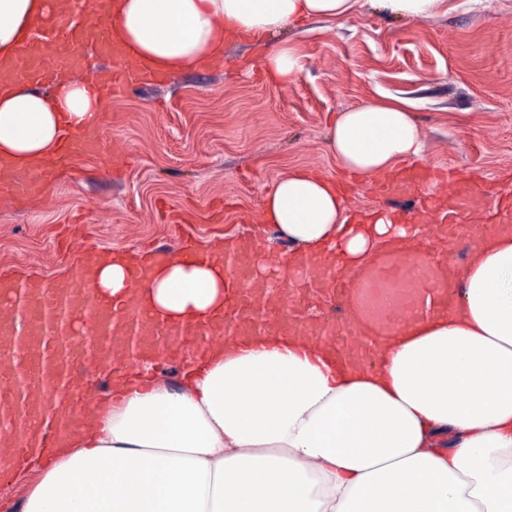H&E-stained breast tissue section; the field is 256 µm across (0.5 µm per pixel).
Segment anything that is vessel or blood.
I'll return each mask as SVG.
<instances>
[{"mask_svg":"<svg viewBox=\"0 0 512 512\" xmlns=\"http://www.w3.org/2000/svg\"><path fill=\"white\" fill-rule=\"evenodd\" d=\"M53 10L66 17L64 28L45 20L43 29L26 43L18 57L0 62V81L26 77L50 84L61 73L83 71L88 55L109 61L110 95L146 82L161 83L165 74L148 71L124 50L104 22L87 23L72 8V0H53ZM104 149L100 131L66 139L61 151L34 172L0 164V197L21 201L40 195L55 172L73 158L99 154ZM430 169L409 166L398 182L383 183L386 191L414 192L433 183ZM464 207L482 210L484 195L474 181L454 186ZM432 244L422 241L375 258L369 265L341 280L320 272L309 289L272 290L253 277L252 262L258 244L224 251L219 260L226 274L224 309L207 324L168 325L143 314L137 295L114 301L98 295L89 283L90 252H81L62 281H20L0 278V383L9 388L18 418L41 415L37 441L26 430L0 428V472L20 465L34 448H52L63 428L84 422L80 409L61 411L58 400L80 380L83 369L109 364L114 372H135L141 358L168 362L186 355H204L220 341L243 344L272 331L288 332L314 344L332 346L337 361H370L379 342L401 326L447 310L448 281L455 270L432 258ZM169 249L156 247L147 265L131 266L128 274L147 281L153 266L171 261ZM336 299L342 319L305 316L303 305L318 296Z\"/></svg>","mask_w":512,"mask_h":512,"instance_id":"obj_1","label":"vessel or blood"}]
</instances>
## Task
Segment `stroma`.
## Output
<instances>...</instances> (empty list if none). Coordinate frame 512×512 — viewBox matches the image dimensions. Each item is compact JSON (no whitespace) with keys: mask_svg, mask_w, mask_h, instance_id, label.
Masks as SVG:
<instances>
[{"mask_svg":"<svg viewBox=\"0 0 512 512\" xmlns=\"http://www.w3.org/2000/svg\"><path fill=\"white\" fill-rule=\"evenodd\" d=\"M296 46L302 68L280 84L265 48ZM401 97L423 132L419 163L457 182L480 174L488 198L512 193V0H449L423 19L364 4L342 23L312 20L270 36L226 42L224 56L111 98L108 149L61 170L44 197L0 201V277L63 278L61 244L82 225L102 250L153 242L179 251L230 234L289 252L261 219L264 194L294 168L347 185L345 210L407 216L426 193L394 204L344 172L327 147L331 116L359 102Z\"/></svg>","mask_w":512,"mask_h":512,"instance_id":"1","label":"stroma"}]
</instances>
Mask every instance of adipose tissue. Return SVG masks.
I'll use <instances>...</instances> for the list:
<instances>
[{
  "instance_id": "ef3b65f1",
  "label": "adipose tissue",
  "mask_w": 512,
  "mask_h": 512,
  "mask_svg": "<svg viewBox=\"0 0 512 512\" xmlns=\"http://www.w3.org/2000/svg\"><path fill=\"white\" fill-rule=\"evenodd\" d=\"M360 0H98L129 51L178 74L224 54L235 37L266 40L308 19L343 21ZM48 0H0V59L14 57ZM102 76L47 91L0 84V160L32 170L66 134L98 124ZM340 166L361 178L420 158L415 112L398 98L338 113L327 134ZM262 220L332 265L369 263L414 234L376 212L349 223L323 174L294 169L266 193ZM131 250L109 252L93 285L120 300ZM222 268L194 248L155 269L139 293L155 313L206 321L223 310ZM90 398L85 427L51 460L32 454L22 512H512V233L472 250L456 307L400 328L370 364L337 367L331 351L288 335L186 356L170 386L145 368Z\"/></svg>"
}]
</instances>
